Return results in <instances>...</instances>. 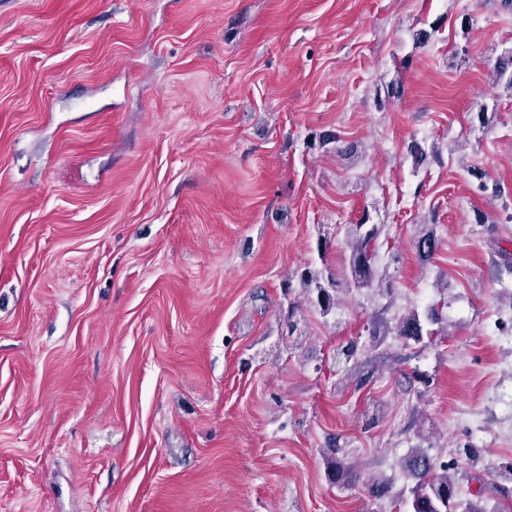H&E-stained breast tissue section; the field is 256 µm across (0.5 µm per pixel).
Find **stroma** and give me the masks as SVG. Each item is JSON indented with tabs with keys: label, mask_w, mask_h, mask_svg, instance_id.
<instances>
[{
	"label": "stroma",
	"mask_w": 512,
	"mask_h": 512,
	"mask_svg": "<svg viewBox=\"0 0 512 512\" xmlns=\"http://www.w3.org/2000/svg\"><path fill=\"white\" fill-rule=\"evenodd\" d=\"M507 48L500 0H0V512H407L411 449L512 459ZM364 214L393 290L321 316ZM300 281L311 302L321 316H328L339 301L340 284L332 273L325 270L305 269L300 275ZM315 294V300L312 295ZM395 331L405 341L419 343L424 338V323L418 312L412 311L396 321Z\"/></svg>",
	"instance_id": "35a3bbf8"
}]
</instances>
